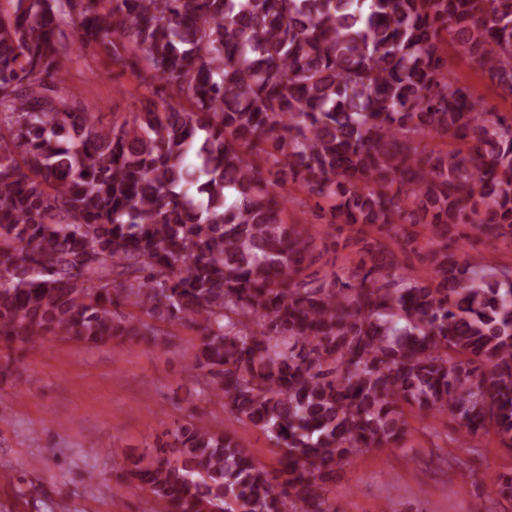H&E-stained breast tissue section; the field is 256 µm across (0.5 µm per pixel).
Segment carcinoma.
Masks as SVG:
<instances>
[{
  "label": "carcinoma",
  "mask_w": 512,
  "mask_h": 512,
  "mask_svg": "<svg viewBox=\"0 0 512 512\" xmlns=\"http://www.w3.org/2000/svg\"><path fill=\"white\" fill-rule=\"evenodd\" d=\"M0 15V341L201 329L189 368L278 448L187 422L127 478L162 512H336L326 482L408 434L405 407L512 448V0H14ZM163 89L110 128L65 93L63 27ZM274 172L269 181L264 172ZM298 185L371 258L306 281ZM422 225V254L365 234ZM417 254L424 277L403 273ZM448 60L455 72L468 80L478 94H481L487 107L495 108L498 112L512 113V99L503 98L499 89L493 83L480 74V72L467 60L457 55L451 48L448 49ZM467 236L458 239L455 248L464 260L468 256L485 257L497 263H512V240L501 238L495 242H485V239L475 230L467 228ZM235 428L246 448H250L257 460L272 470L276 466L277 456L272 442L260 430L251 425L235 424Z\"/></svg>",
  "instance_id": "1"
}]
</instances>
